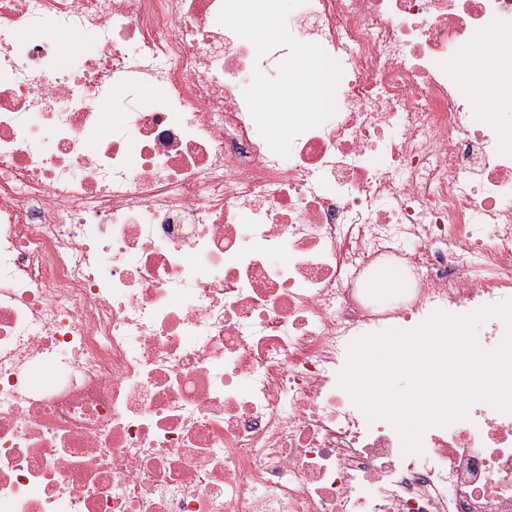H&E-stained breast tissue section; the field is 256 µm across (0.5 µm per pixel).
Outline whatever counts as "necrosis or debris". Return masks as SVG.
I'll return each instance as SVG.
<instances>
[{
    "mask_svg": "<svg viewBox=\"0 0 512 512\" xmlns=\"http://www.w3.org/2000/svg\"><path fill=\"white\" fill-rule=\"evenodd\" d=\"M281 2L0 0V512H512V413L407 454L338 384L356 337L512 300V127L448 65L512 60V0ZM304 51L284 130L248 90Z\"/></svg>",
    "mask_w": 512,
    "mask_h": 512,
    "instance_id": "necrosis-or-debris-1",
    "label": "necrosis or debris"
}]
</instances>
